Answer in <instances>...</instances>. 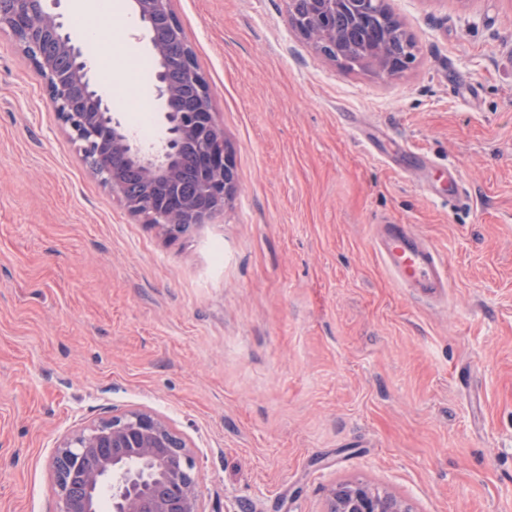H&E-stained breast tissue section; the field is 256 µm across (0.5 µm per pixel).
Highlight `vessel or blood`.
<instances>
[{
    "label": "vessel or blood",
    "mask_w": 512,
    "mask_h": 512,
    "mask_svg": "<svg viewBox=\"0 0 512 512\" xmlns=\"http://www.w3.org/2000/svg\"><path fill=\"white\" fill-rule=\"evenodd\" d=\"M371 239L376 253L396 284L421 298L445 292L448 267L441 255L405 224H375Z\"/></svg>",
    "instance_id": "1"
}]
</instances>
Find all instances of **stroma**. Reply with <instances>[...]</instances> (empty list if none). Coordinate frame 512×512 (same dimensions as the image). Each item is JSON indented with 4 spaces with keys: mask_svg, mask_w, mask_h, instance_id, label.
<instances>
[{
    "mask_svg": "<svg viewBox=\"0 0 512 512\" xmlns=\"http://www.w3.org/2000/svg\"><path fill=\"white\" fill-rule=\"evenodd\" d=\"M388 77L313 50L285 0H171L240 193L167 238L88 172L0 33V512H57L54 450L146 408L186 442L203 512H323L363 480L416 512H512V0H387ZM155 70L132 0L90 43ZM456 174L469 198L451 196ZM436 249L397 287L370 225ZM371 239L378 257L400 288H409L426 299L437 297L448 288L446 262L407 224H373Z\"/></svg>",
    "mask_w": 512,
    "mask_h": 512,
    "instance_id": "obj_1",
    "label": "stroma"
}]
</instances>
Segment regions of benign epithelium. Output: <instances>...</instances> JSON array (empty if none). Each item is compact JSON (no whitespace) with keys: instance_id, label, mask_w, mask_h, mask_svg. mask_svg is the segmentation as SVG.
I'll return each instance as SVG.
<instances>
[{"instance_id":"benign-epithelium-1","label":"benign epithelium","mask_w":512,"mask_h":512,"mask_svg":"<svg viewBox=\"0 0 512 512\" xmlns=\"http://www.w3.org/2000/svg\"><path fill=\"white\" fill-rule=\"evenodd\" d=\"M288 21L313 49L336 62H355L389 76L415 58L391 51L402 22L386 0H287ZM158 67L155 92L164 104L166 136L144 149L99 93L83 52L64 32L46 0H0L7 29L44 81L58 119L89 160L90 170L132 216L152 208L158 227L177 234L183 224H210L239 190L233 153L217 122L211 93L170 8V0H134ZM177 67L181 77L169 79ZM198 147L199 182L180 191L181 149ZM58 512H202L198 480L183 439L150 409H136L83 428L55 450ZM327 512H414L411 503L365 481L335 484Z\"/></svg>"}]
</instances>
